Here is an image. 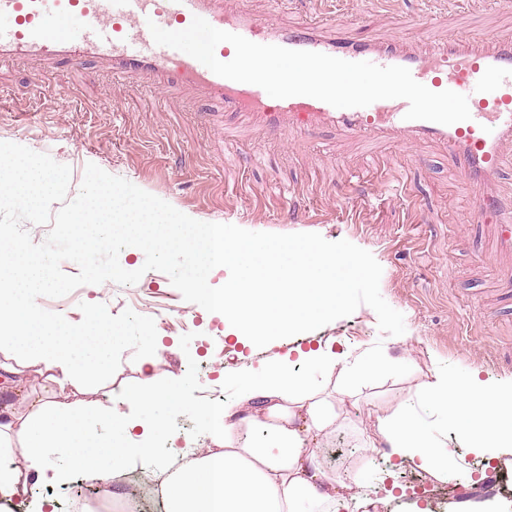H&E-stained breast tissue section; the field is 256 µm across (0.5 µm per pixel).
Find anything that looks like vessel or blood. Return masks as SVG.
I'll return each mask as SVG.
<instances>
[{"mask_svg":"<svg viewBox=\"0 0 512 512\" xmlns=\"http://www.w3.org/2000/svg\"><path fill=\"white\" fill-rule=\"evenodd\" d=\"M196 16L259 44L406 67L431 91L466 95L471 117L451 125L409 120V104L403 99L340 109L308 96L271 97L257 85L220 77L191 56L154 43L149 23L182 30ZM29 59L74 66L103 60L116 87L133 82L158 92L191 87L201 97L219 101L225 115H247L268 137L281 142L291 133L322 126L371 140L441 142L448 149L449 164L475 195L471 221L489 242L479 257L505 258L498 276L503 287L512 288V203H502L490 190L505 165H512V153L504 151L505 145H512L511 30L497 33L484 45L456 32L418 50L396 37L341 35L320 22L288 26L275 11L259 19L240 7L225 8L224 0H0V62Z\"/></svg>","mask_w":512,"mask_h":512,"instance_id":"obj_1","label":"vessel or blood"}]
</instances>
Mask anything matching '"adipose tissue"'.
<instances>
[{
    "label": "adipose tissue",
    "instance_id": "adipose-tissue-1",
    "mask_svg": "<svg viewBox=\"0 0 512 512\" xmlns=\"http://www.w3.org/2000/svg\"><path fill=\"white\" fill-rule=\"evenodd\" d=\"M45 259H27L21 248L8 255L9 273L0 278V338L18 346L25 365L39 368L58 387L76 375L95 376L114 342L133 330L110 323L102 342L90 331L104 322L87 313L81 326L48 321L35 302L46 286ZM382 362L350 358L330 347H312L298 358L283 356L262 375L237 381L232 401L199 403V434L209 440L163 484L166 512H335L357 500L355 486L320 463L317 450L340 424L336 394H348L346 379L378 374ZM183 383L173 379L129 390L125 405L113 407L106 433L91 428L86 407L60 406L28 394L24 404L0 410V496L18 498L38 482L56 483L69 470L104 481L131 466L156 460L169 431L171 410L181 403ZM437 417L468 448L496 460L512 454V384L480 380L460 369H433L419 404H399L377 414L375 427L391 455L410 461L439 481L446 480L450 455L431 429ZM53 448L67 451L61 468L48 466Z\"/></svg>",
    "mask_w": 512,
    "mask_h": 512
}]
</instances>
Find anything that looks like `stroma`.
Here are the masks:
<instances>
[{"mask_svg":"<svg viewBox=\"0 0 512 512\" xmlns=\"http://www.w3.org/2000/svg\"><path fill=\"white\" fill-rule=\"evenodd\" d=\"M332 18L340 29L366 38L391 33L418 46L428 31L438 36L466 29L479 38L511 29L512 10L490 0H301L282 14L288 25L311 16ZM44 86L65 89L63 98L40 97ZM219 104L204 103L190 88L154 99L143 90L116 88L104 65L72 68L51 62L15 61L0 67V141L49 155L68 165L69 196H76L87 164L134 183L202 222L233 224L255 232L317 233L369 251L382 267L380 292L404 316L406 331L383 334L376 312L363 305L350 316L265 347L225 340L224 322L186 301L160 271H144L133 285L112 281L83 285L77 294L42 297L43 309L69 322L82 319L80 303L105 304L117 315L134 301L147 303L158 335L173 342L154 370L155 382L184 381V409L170 420L172 435L196 432L191 410L214 393L230 398L241 375L255 374L292 348L318 342L352 355L387 356L396 367L357 379V403H344L346 421L324 440L320 457L343 480H358L361 496L377 500L375 512H416L431 505L430 492L396 470L401 493L387 496L381 477L390 459L385 444L370 448L368 415L417 402L420 384L437 366L474 370L480 378L512 383V321L494 320L500 305L494 261L478 262L464 226L473 193L448 166L445 148L432 140L365 144L341 129L324 127L278 143L259 138L238 118L237 139L223 134ZM152 351L133 340L116 348L95 384L75 381L65 391L30 369L0 371V406L38 390L43 398L95 408L97 431L108 425L114 399L142 384L138 367ZM36 485L33 498H0V512H38L44 500L67 502L82 483Z\"/></svg>","mask_w":512,"mask_h":512,"instance_id":"35a3bbf8","label":"stroma"}]
</instances>
